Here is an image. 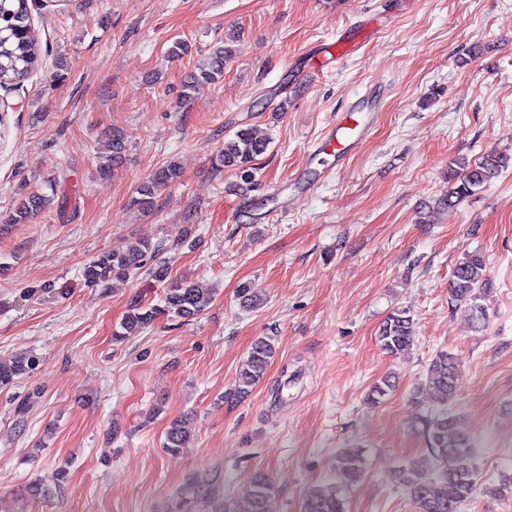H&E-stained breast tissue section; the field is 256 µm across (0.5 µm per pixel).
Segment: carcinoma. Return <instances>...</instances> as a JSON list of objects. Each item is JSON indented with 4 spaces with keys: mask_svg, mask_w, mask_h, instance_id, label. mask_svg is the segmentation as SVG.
<instances>
[{
    "mask_svg": "<svg viewBox=\"0 0 512 512\" xmlns=\"http://www.w3.org/2000/svg\"><path fill=\"white\" fill-rule=\"evenodd\" d=\"M41 47L31 22V7L28 0H0V87L19 86L37 69ZM224 75V51L211 57L207 67L190 76L187 88L199 89L214 83ZM270 140L259 136L253 128H241L234 137L224 140L219 161L230 167L249 183L254 177L255 161L263 155ZM125 152L124 137L112 135V157L110 163L100 167L106 175L110 167L117 166ZM512 158L490 153L469 162L455 161L448 175V194L438 201L444 208H453L474 195L502 170L509 166ZM181 177L177 165L169 163L157 169L138 188L133 205L144 213L154 209L157 194ZM50 198L39 192H30L19 201L10 215L12 224H26L49 205ZM152 247L145 241H131L124 249L102 255L85 269V277L98 284L113 276L125 278L141 268ZM486 261L474 251L464 255L452 272L448 288L450 302L464 308L468 319L478 321L485 316L484 306L479 300L486 291ZM213 301L210 293L192 284L176 285L167 289L164 305L143 306L136 304L120 324L116 335L131 333L151 325L159 315L188 317L202 313ZM381 349L399 357L405 355L413 345L412 319L405 311H395L383 321L378 335ZM276 355L272 339L256 340L238 373V384L234 391L225 395L227 399L241 397L250 392L263 378L270 361ZM36 360L0 361V385H8L14 378L35 369ZM461 375L459 356L448 350L437 352L428 365L424 378L417 384L413 398L422 395L431 398V408L422 417L423 430L428 450L434 459V467L424 471L417 464L404 461L389 473L392 482L406 488L417 506V512H459L465 502L475 493L479 473L474 463L472 440L459 428V416L452 412ZM393 384L385 376L371 387L368 400L379 404L389 395ZM190 419L185 417L173 421L166 431L164 447L176 452L186 447L191 439ZM364 452L359 448H342L338 452L340 484L330 488L310 491L302 501L300 512H346L344 493L346 488L364 474ZM249 512H272L273 488L264 475L255 476L246 491Z\"/></svg>",
    "mask_w": 512,
    "mask_h": 512,
    "instance_id": "1",
    "label": "carcinoma"
}]
</instances>
